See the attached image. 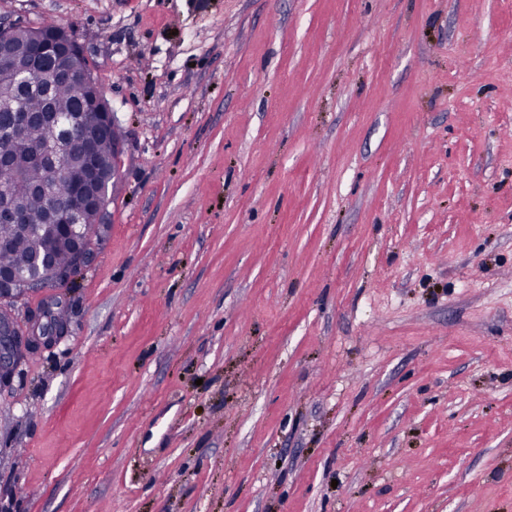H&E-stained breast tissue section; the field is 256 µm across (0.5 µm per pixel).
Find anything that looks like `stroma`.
Masks as SVG:
<instances>
[{"label": "stroma", "mask_w": 512, "mask_h": 512, "mask_svg": "<svg viewBox=\"0 0 512 512\" xmlns=\"http://www.w3.org/2000/svg\"><path fill=\"white\" fill-rule=\"evenodd\" d=\"M123 136L0 512H512V0H0Z\"/></svg>", "instance_id": "35a3bbf8"}]
</instances>
